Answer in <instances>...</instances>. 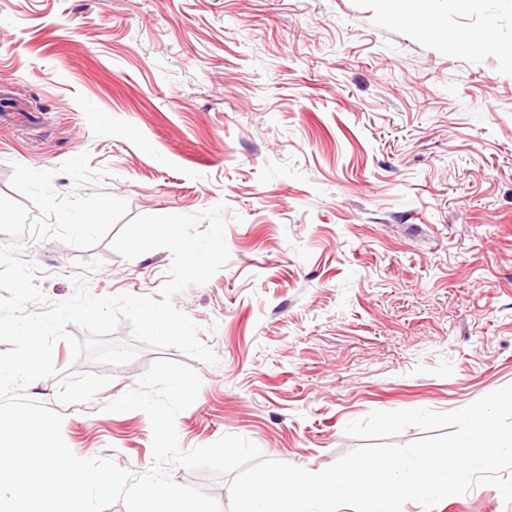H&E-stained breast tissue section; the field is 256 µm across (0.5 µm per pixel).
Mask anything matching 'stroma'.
I'll return each instance as SVG.
<instances>
[{
  "label": "stroma",
  "instance_id": "obj_1",
  "mask_svg": "<svg viewBox=\"0 0 512 512\" xmlns=\"http://www.w3.org/2000/svg\"><path fill=\"white\" fill-rule=\"evenodd\" d=\"M432 33L393 0H0V246L45 303L160 298L172 262L110 242L133 217L224 204L227 262L171 297L217 364L176 418L181 450L237 435L321 471L376 410L463 408L512 385V65L450 35L512 0H450ZM84 211L77 232L65 214ZM45 303H32L30 313ZM60 373L111 382L62 407L78 457L153 466L140 410L106 411L175 348ZM434 512H512L473 487Z\"/></svg>",
  "mask_w": 512,
  "mask_h": 512
}]
</instances>
